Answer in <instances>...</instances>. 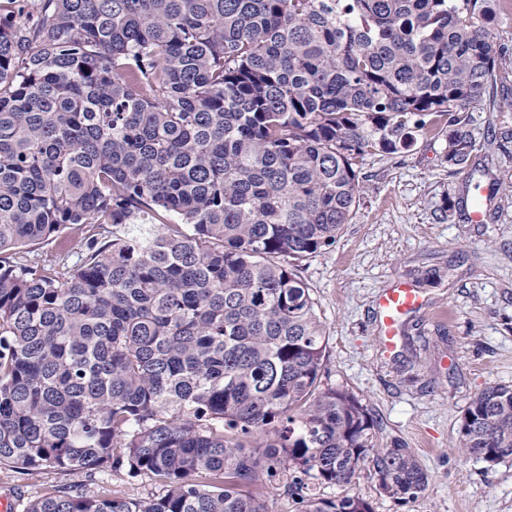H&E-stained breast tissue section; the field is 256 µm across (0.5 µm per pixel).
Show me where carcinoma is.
<instances>
[{"instance_id": "carcinoma-1", "label": "carcinoma", "mask_w": 512, "mask_h": 512, "mask_svg": "<svg viewBox=\"0 0 512 512\" xmlns=\"http://www.w3.org/2000/svg\"><path fill=\"white\" fill-rule=\"evenodd\" d=\"M505 8L0 0V466L164 489H55L25 512H267L274 480L299 512H372L350 492L365 469L397 502L426 490L322 386L300 267L348 223L366 156L446 129L448 165H471L468 109L512 79ZM46 242L56 270L24 254ZM460 436L512 457V385L475 393ZM493 37L496 51L503 49L507 51V57L512 59V7L499 16L493 29ZM112 491L118 496L128 498H146L162 493V488L148 478L132 480L124 472H112L108 477Z\"/></svg>"}]
</instances>
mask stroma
I'll list each match as a JSON object with an SVG mask.
<instances>
[{
	"label": "stroma",
	"mask_w": 512,
	"mask_h": 512,
	"mask_svg": "<svg viewBox=\"0 0 512 512\" xmlns=\"http://www.w3.org/2000/svg\"><path fill=\"white\" fill-rule=\"evenodd\" d=\"M468 129L477 164L449 167L446 135L421 138L395 156H367L364 192L335 244L303 261L326 325L322 384L369 409L379 441L411 449L429 475L418 498L381 494L369 472L353 485L374 512H512V457L489 464L459 446L472 395L512 385V81L473 104ZM493 190L476 224L460 203ZM434 286H418L426 270ZM417 288L421 307L403 316L385 348L378 297ZM91 494L82 471L20 475L0 466V497L18 512L49 489Z\"/></svg>",
	"instance_id": "1"
}]
</instances>
